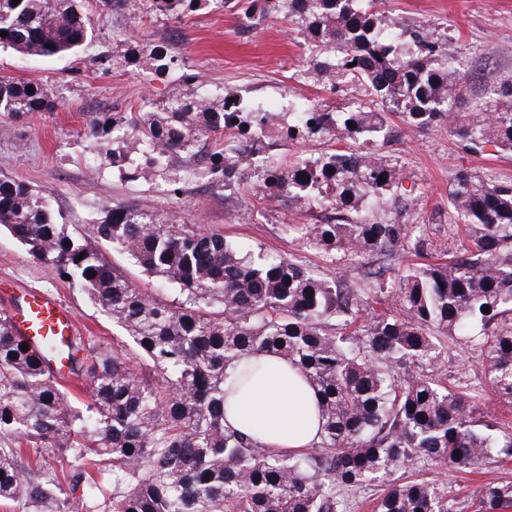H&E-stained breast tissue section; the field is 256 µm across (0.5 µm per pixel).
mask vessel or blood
<instances>
[{
    "instance_id": "1",
    "label": "vessel or blood",
    "mask_w": 512,
    "mask_h": 512,
    "mask_svg": "<svg viewBox=\"0 0 512 512\" xmlns=\"http://www.w3.org/2000/svg\"><path fill=\"white\" fill-rule=\"evenodd\" d=\"M9 311L18 334L28 337L37 349L41 348L45 338L61 341L78 329L75 313L40 289L25 288L11 292Z\"/></svg>"
}]
</instances>
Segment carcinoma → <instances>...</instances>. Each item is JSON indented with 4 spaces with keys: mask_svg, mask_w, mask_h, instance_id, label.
Masks as SVG:
<instances>
[{
    "mask_svg": "<svg viewBox=\"0 0 512 512\" xmlns=\"http://www.w3.org/2000/svg\"><path fill=\"white\" fill-rule=\"evenodd\" d=\"M156 17H185L213 0H144ZM258 15L276 14L310 51L300 78L354 82L371 96L349 112L319 105L253 108L220 90L147 97L137 111L98 115L90 135L112 163L128 141L144 158L142 178L174 156L195 155L200 139L230 132L246 157L215 140L198 175L233 191L267 141L349 139L350 150L290 166L268 160L264 184L288 207H331L328 224L286 230L326 255L367 260L363 289L293 259L242 254L218 230L201 231L175 215L134 202L103 208L95 224L55 221L48 195L0 174V226L54 277L77 286L125 333L112 347L77 332L69 338V373L93 378L92 402L78 406L43 354L0 312V500L20 512H345V490H359L416 458L434 466H477L512 457V431L482 421L463 394L441 385L438 336L480 351L497 400L512 407V186L468 171L454 174L448 208L463 217L466 246L448 259L383 279V265L417 228L379 220L398 197L397 165L378 156L386 112L419 130L448 123L473 152L490 144L512 152V75L482 102L458 110L463 78L448 67L452 38L424 26L400 36L384 31L376 0H252ZM0 46L30 57L65 58L92 38L86 0H0ZM159 75L184 67L160 44L141 41L119 56ZM33 92H28V89ZM50 89L0 76V117L16 120L54 108ZM237 123H232V120ZM353 126H348V123ZM384 181H378V178ZM112 246L155 278L142 288L97 247ZM388 308L367 319L368 295ZM278 354L320 398L321 441L279 453L225 425L224 369L244 355ZM426 367L413 374L410 365ZM25 448L70 459L63 474L49 463L25 465ZM112 466V495L88 483L87 466ZM467 506L503 512L512 482L482 485ZM372 512H462L434 480L391 483Z\"/></svg>",
    "mask_w": 512,
    "mask_h": 512,
    "instance_id": "cac0c4a2",
    "label": "carcinoma"
}]
</instances>
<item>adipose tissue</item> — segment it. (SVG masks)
<instances>
[{
  "label": "adipose tissue",
  "instance_id": "1",
  "mask_svg": "<svg viewBox=\"0 0 512 512\" xmlns=\"http://www.w3.org/2000/svg\"><path fill=\"white\" fill-rule=\"evenodd\" d=\"M225 373L224 385L233 392L224 406L227 425L278 451H296L319 441V397L278 355L244 356Z\"/></svg>",
  "mask_w": 512,
  "mask_h": 512
}]
</instances>
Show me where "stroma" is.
Returning <instances> with one entry per match:
<instances>
[{
	"instance_id": "obj_1",
	"label": "stroma",
	"mask_w": 512,
	"mask_h": 512,
	"mask_svg": "<svg viewBox=\"0 0 512 512\" xmlns=\"http://www.w3.org/2000/svg\"><path fill=\"white\" fill-rule=\"evenodd\" d=\"M378 9L386 19L421 22L434 35L454 38L469 75L464 107L484 100L500 76L512 75V0H379ZM91 17V41L66 59H35L0 48V75L49 85L58 96L55 108L14 121L11 136L0 138V173L46 190L55 215L66 224L95 223L105 205L134 201L148 211L172 212L187 223L220 230L247 248L263 249L269 257L291 258L315 270L326 267L331 261L325 254L285 230L289 224L307 223V216L288 209L252 172L242 175L238 198L232 203L207 180L192 177H186L182 193L176 195L172 180L193 167V160L172 158L166 170L144 180L136 170L140 154L131 153L124 166H113L105 154L94 150L88 122L103 113L128 111L130 102L143 97L163 98L181 85L174 75L105 63V56L122 38L169 46L187 59L195 90L207 92L221 86L254 105L278 107L300 95L344 112L364 101V90L352 83L334 86L325 79L301 80L299 74L308 61L306 47L295 43L287 22L279 16L261 19L248 13L245 0H224L222 6L180 21L134 16L112 0H97ZM388 135L378 150L400 169L401 219L420 225L425 239L422 253L402 250L400 266L455 253L463 235L448 215L451 177L464 169L512 185V152L489 145L473 153L449 135L447 126L417 132L396 115L389 118ZM331 263L338 276L360 280V271L344 254H337ZM0 285L40 288L55 295L98 343L109 346L123 338L121 328L86 295L55 279L2 229ZM440 368L449 387L470 396L476 417L512 425V409L484 393L487 380L477 351L459 344L444 349ZM411 477L437 479L449 496L462 498L484 482H511L512 459H495L474 471L408 461L391 476L348 493L349 512H371V499L390 481Z\"/></svg>"
}]
</instances>
